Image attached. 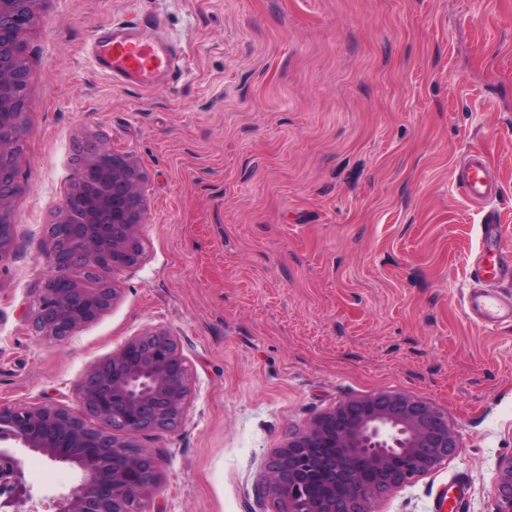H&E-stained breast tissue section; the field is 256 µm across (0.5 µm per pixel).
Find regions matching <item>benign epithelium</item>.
<instances>
[{
	"mask_svg": "<svg viewBox=\"0 0 512 512\" xmlns=\"http://www.w3.org/2000/svg\"><path fill=\"white\" fill-rule=\"evenodd\" d=\"M36 0H0V157L12 156L22 128L27 73L19 36L35 23ZM112 167H104L107 156ZM97 171L112 206L74 225L78 246L61 255L45 241L53 273L36 303V335L63 342L94 321L118 297L107 277L128 267L141 246L144 175L128 156L103 141L90 144L85 173ZM15 176L0 168V204ZM187 365L175 337L146 330L95 364L77 386V407L0 403V444L14 442L51 461L77 466L83 480L61 497L58 512H145L144 500L158 480L159 460L133 442L147 431L168 432L182 423L189 395ZM93 418V426L88 419ZM319 448L331 453L321 455ZM458 433L433 404L395 392L348 397L288 436L264 475L281 512H371V502L426 475L453 457ZM24 460L0 452V492L9 512H35L22 481ZM493 512H512V454L501 458L493 483Z\"/></svg>",
	"mask_w": 512,
	"mask_h": 512,
	"instance_id": "7a95c632",
	"label": "benign epithelium"
}]
</instances>
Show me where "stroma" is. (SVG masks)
<instances>
[{
  "label": "stroma",
  "instance_id": "1",
  "mask_svg": "<svg viewBox=\"0 0 512 512\" xmlns=\"http://www.w3.org/2000/svg\"><path fill=\"white\" fill-rule=\"evenodd\" d=\"M17 190L0 256V401L72 406L90 368L147 330L190 371L147 512H278L262 475L288 434L339 400L431 402L455 456L373 502L493 512L512 454V325L474 322L480 213L455 169L482 151L512 252V0H35ZM155 18L181 67L151 88L94 66V30ZM145 173L143 261L63 344L29 316L51 274L46 228L89 136ZM36 512L77 485L24 452Z\"/></svg>",
  "mask_w": 512,
  "mask_h": 512
}]
</instances>
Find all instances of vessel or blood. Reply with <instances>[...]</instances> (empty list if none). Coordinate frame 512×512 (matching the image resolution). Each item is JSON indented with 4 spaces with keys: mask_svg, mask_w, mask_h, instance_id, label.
<instances>
[{
    "mask_svg": "<svg viewBox=\"0 0 512 512\" xmlns=\"http://www.w3.org/2000/svg\"><path fill=\"white\" fill-rule=\"evenodd\" d=\"M155 28V22L147 18L131 24L100 27L91 45L98 69L113 82H134L142 88L151 87L156 79L168 76L178 67L179 58L168 44L155 37ZM458 177L467 199L485 210L481 219L485 231L474 267L476 279L512 276V259L502 247L500 220L495 211L486 207L499 187L487 173L485 157L476 151L470 153ZM466 308L472 319L486 326L512 322V295L476 288L471 291Z\"/></svg>",
    "mask_w": 512,
    "mask_h": 512,
    "instance_id": "b4317fda",
    "label": "vessel or blood"
}]
</instances>
